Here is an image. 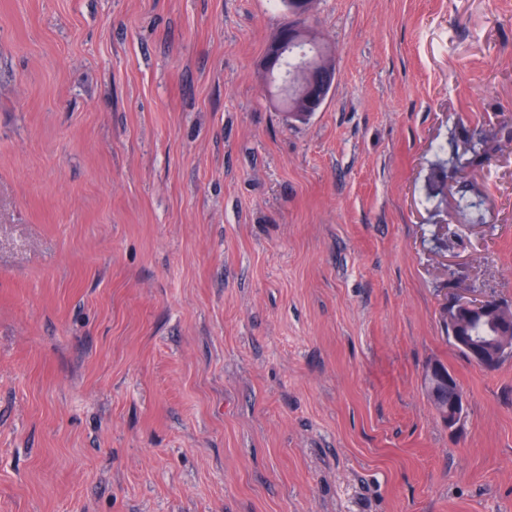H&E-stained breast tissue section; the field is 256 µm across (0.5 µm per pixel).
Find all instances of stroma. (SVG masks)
<instances>
[{
	"label": "stroma",
	"mask_w": 512,
	"mask_h": 512,
	"mask_svg": "<svg viewBox=\"0 0 512 512\" xmlns=\"http://www.w3.org/2000/svg\"><path fill=\"white\" fill-rule=\"evenodd\" d=\"M283 21L0 0V512H512V359L443 319L512 302V0H314L303 121ZM274 0V3L286 10L287 19L277 34L268 44L264 57V76L278 68L280 60L288 52L300 49H314V53L305 58L295 77V96L284 110L277 96L282 112H288L289 118L303 119L313 112L322 110L336 83V63L329 49L316 39L315 32L309 25V13L312 0ZM288 2V3H287ZM321 45L322 48H320ZM284 60L282 79L300 66L298 55ZM497 308H503L498 299L454 296L448 299L443 309V317L448 323L450 338L456 348L461 350L475 366L486 371H493L498 365L499 368L507 359L500 363L502 358L508 354L512 355V325L510 329L497 336L500 327L497 322L504 320L505 317L512 321L510 309L508 308L507 314H493L490 318L475 319L467 323L465 331L484 340L496 336L492 342H476L471 336L464 334L460 326L464 320L487 316ZM423 379L435 411L448 425V430L455 432L461 424L465 405L455 375L444 364L433 362L424 370ZM448 392L451 393L450 397Z\"/></svg>",
	"instance_id": "stroma-1"
}]
</instances>
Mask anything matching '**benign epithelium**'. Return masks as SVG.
I'll return each mask as SVG.
<instances>
[{"label":"benign epithelium","mask_w":512,"mask_h":512,"mask_svg":"<svg viewBox=\"0 0 512 512\" xmlns=\"http://www.w3.org/2000/svg\"><path fill=\"white\" fill-rule=\"evenodd\" d=\"M312 0H289L287 19L268 44L264 57V73L278 68L280 60L290 52L314 49L305 58L295 77V96L288 106V117L303 119L322 110L336 83V63L327 47H319L315 32L309 25ZM502 303L490 297L454 296L443 309L450 338L477 367L493 371L502 358L512 355V328L489 343H480L460 330L463 321L484 317ZM427 396L437 414L456 431L463 417L465 398L455 375L440 362L429 364L423 373Z\"/></svg>","instance_id":"7a95c632"}]
</instances>
